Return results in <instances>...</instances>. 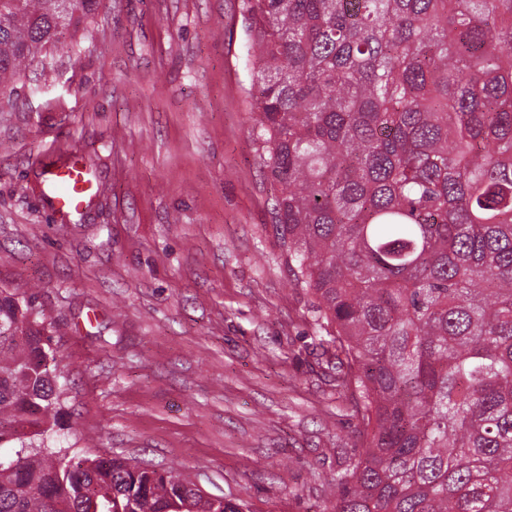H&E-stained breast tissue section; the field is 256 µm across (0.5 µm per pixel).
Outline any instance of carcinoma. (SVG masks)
I'll return each mask as SVG.
<instances>
[{"label":"carcinoma","mask_w":512,"mask_h":512,"mask_svg":"<svg viewBox=\"0 0 512 512\" xmlns=\"http://www.w3.org/2000/svg\"><path fill=\"white\" fill-rule=\"evenodd\" d=\"M101 0H0V84ZM272 234L362 448L319 512H512V0H245ZM58 330L0 287V512H243L48 444Z\"/></svg>","instance_id":"carcinoma-1"}]
</instances>
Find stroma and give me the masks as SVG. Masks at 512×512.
<instances>
[{"mask_svg": "<svg viewBox=\"0 0 512 512\" xmlns=\"http://www.w3.org/2000/svg\"><path fill=\"white\" fill-rule=\"evenodd\" d=\"M246 26L242 0H102L0 89V286L60 328L49 444L316 512L362 441L267 229ZM78 155L100 194L65 218L41 176Z\"/></svg>", "mask_w": 512, "mask_h": 512, "instance_id": "1", "label": "stroma"}]
</instances>
